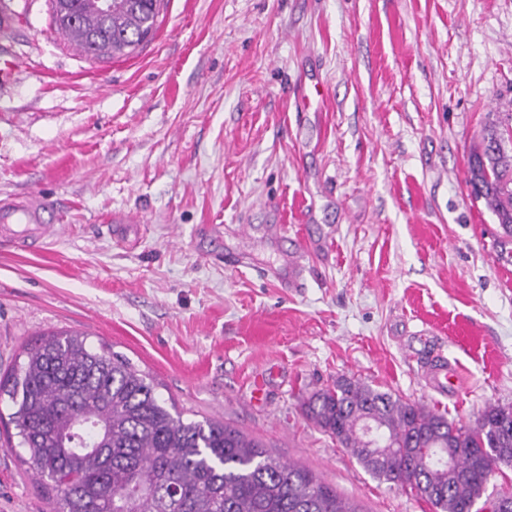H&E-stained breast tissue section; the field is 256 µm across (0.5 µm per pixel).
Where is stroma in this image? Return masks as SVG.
<instances>
[{
  "instance_id": "stroma-1",
  "label": "stroma",
  "mask_w": 512,
  "mask_h": 512,
  "mask_svg": "<svg viewBox=\"0 0 512 512\" xmlns=\"http://www.w3.org/2000/svg\"><path fill=\"white\" fill-rule=\"evenodd\" d=\"M6 16L0 202L39 195L60 230L0 243V378L38 334L80 332L361 512H433L302 404L353 378L466 426L512 406V253L465 186L512 113V0H168L154 39L109 61L54 31L49 0ZM11 412L0 512H52Z\"/></svg>"
}]
</instances>
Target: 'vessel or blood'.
Returning <instances> with one entry per match:
<instances>
[{"label": "vessel or blood", "instance_id": "vessel-or-blood-1", "mask_svg": "<svg viewBox=\"0 0 512 512\" xmlns=\"http://www.w3.org/2000/svg\"><path fill=\"white\" fill-rule=\"evenodd\" d=\"M49 210V202L35 195L0 204V239L24 251L39 248L57 232L56 225L45 221Z\"/></svg>", "mask_w": 512, "mask_h": 512}]
</instances>
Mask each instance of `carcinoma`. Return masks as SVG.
Returning a JSON list of instances; mask_svg holds the SVG:
<instances>
[{
    "mask_svg": "<svg viewBox=\"0 0 512 512\" xmlns=\"http://www.w3.org/2000/svg\"><path fill=\"white\" fill-rule=\"evenodd\" d=\"M50 0L55 30L105 59L150 40L165 0ZM74 23L58 24V6ZM512 113L485 128L471 154L468 196L484 201L512 237ZM50 332L24 350L26 362L0 381L19 447L37 477L54 484L55 512H361L308 469L272 455L256 439L216 419L193 420L167 406L150 374L106 343ZM306 416L348 449L374 477L406 487L436 512H512V487L487 493L499 466H512V407L488 405L473 427L354 379L314 393ZM371 417L387 453L363 442ZM455 456L441 460L439 449ZM482 507L475 508L477 502Z\"/></svg>",
    "mask_w": 512,
    "mask_h": 512,
    "instance_id": "1",
    "label": "carcinoma"
}]
</instances>
